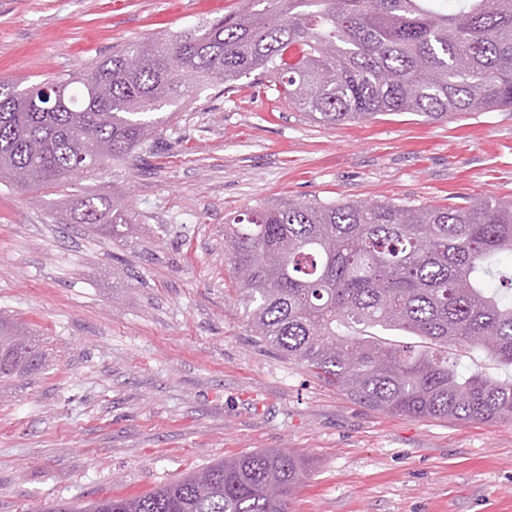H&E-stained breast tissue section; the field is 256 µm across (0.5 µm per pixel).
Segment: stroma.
<instances>
[{
  "instance_id": "1",
  "label": "stroma",
  "mask_w": 512,
  "mask_h": 512,
  "mask_svg": "<svg viewBox=\"0 0 512 512\" xmlns=\"http://www.w3.org/2000/svg\"><path fill=\"white\" fill-rule=\"evenodd\" d=\"M240 0H0V80L47 82L235 12ZM151 147L62 196L0 185V310L37 370L0 393V512L135 496L226 456L289 449L313 468L290 512H512V420L411 419L355 402L262 345L236 295L230 217L300 201H512V109L337 125L272 78L164 107ZM124 200L131 236L75 223Z\"/></svg>"
}]
</instances>
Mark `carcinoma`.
<instances>
[{
	"label": "carcinoma",
	"instance_id": "obj_1",
	"mask_svg": "<svg viewBox=\"0 0 512 512\" xmlns=\"http://www.w3.org/2000/svg\"><path fill=\"white\" fill-rule=\"evenodd\" d=\"M173 38L129 42L82 72L20 90L0 81V184L56 195L97 155L147 146L156 111L212 82L278 78L279 97L327 124L413 112L512 109V0H242ZM74 219L117 238L136 218L102 196ZM260 342L348 397L408 418L512 420V378L463 371L448 351L512 367V202L451 207L297 202L224 226ZM29 332L0 316V381L37 369ZM310 459L245 452L83 512H289ZM56 505L48 512H78Z\"/></svg>",
	"mask_w": 512,
	"mask_h": 512
}]
</instances>
